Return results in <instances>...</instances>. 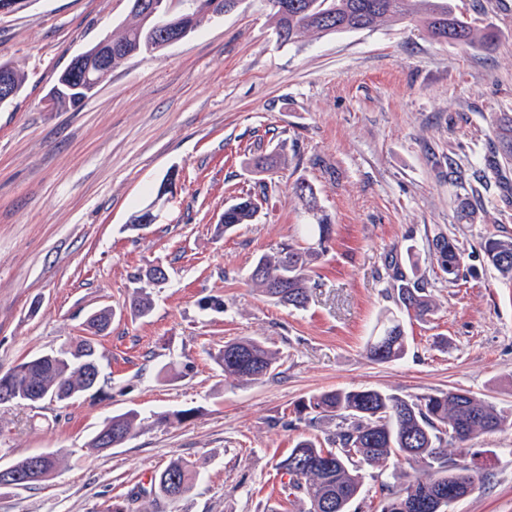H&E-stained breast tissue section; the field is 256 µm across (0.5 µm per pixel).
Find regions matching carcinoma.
Here are the masks:
<instances>
[{"mask_svg": "<svg viewBox=\"0 0 512 512\" xmlns=\"http://www.w3.org/2000/svg\"><path fill=\"white\" fill-rule=\"evenodd\" d=\"M274 21L277 41L293 43L307 33L331 34L370 29L380 22L420 18L428 34L445 43L479 45L490 49L495 35L482 30L456 11L454 0H263ZM112 66L136 55H153L167 48L168 37L142 25L140 15L112 35ZM17 91H22L25 74L8 61H0ZM60 93H50L56 109L75 108L89 99L92 84L84 69L70 65L58 77ZM493 132L496 151L485 160V169L497 174L501 164L512 163V114L497 113ZM295 196L309 211L317 209L314 187L300 181ZM257 212L250 197L224 209L218 229L230 231L249 224ZM307 247L284 243L278 251L260 257L250 270L248 284L276 303L301 309L309 300L310 265L326 250L332 227L327 218L304 225ZM430 256L450 280H457L463 267L457 241L439 232L428 242ZM494 269L512 281V238L489 236L482 245ZM396 293V311L379 320L367 349L371 359L390 362L402 359L408 349L403 316L424 320L434 314L436 303L431 292L408 277L395 264L389 273ZM153 307L150 293L139 289L128 302L130 312L145 317ZM115 316L102 308L84 322L88 335L75 345L56 353H46L22 361L0 373V403L30 404L44 400L65 401L92 390L99 380L101 361L95 337L105 333ZM224 379L240 385L261 381L280 366L279 353L263 342L240 337L224 343L215 355ZM309 423L325 428L324 442L300 438L287 456L275 464L282 489L301 493L308 502L306 512H350L359 496L364 469L381 467L390 458L408 465L422 464L423 474L407 470L395 475L392 483L381 484L384 504L381 512H448L450 505L480 488L488 473L474 462H448V443L464 445L473 438L503 430L506 417L487 400L469 392H440L404 396L373 388H337L309 397L297 406ZM144 419L128 410L106 419L89 442L91 450L103 452L121 446L142 427ZM61 452H38L0 466V489L34 487L58 469ZM199 476L198 467L188 461L173 460L152 477L142 494L181 512V502ZM426 501L418 509L405 505L410 491Z\"/></svg>", "mask_w": 512, "mask_h": 512, "instance_id": "1", "label": "carcinoma"}]
</instances>
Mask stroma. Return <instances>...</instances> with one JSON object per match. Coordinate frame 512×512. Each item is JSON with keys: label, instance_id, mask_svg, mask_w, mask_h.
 Returning a JSON list of instances; mask_svg holds the SVG:
<instances>
[{"label": "stroma", "instance_id": "stroma-1", "mask_svg": "<svg viewBox=\"0 0 512 512\" xmlns=\"http://www.w3.org/2000/svg\"><path fill=\"white\" fill-rule=\"evenodd\" d=\"M490 27L493 48L439 43L417 20L277 42L261 0L203 23L150 58L114 68L80 107L48 95L72 59L131 20L129 0H29L0 17V61L25 72L0 108V372L69 346L89 313L108 306L97 339L99 384L69 402L0 405V465L62 450L39 486L0 491V512H162L127 494L170 460L201 475L182 512H301L274 469L299 437L318 436L297 405L336 388L421 396L466 391L512 415V283L487 263L483 239L512 237V166L478 182L492 116L512 113V0H457ZM280 155L274 173L248 165ZM462 171L448 180V165ZM174 177L173 193L158 189ZM313 185L333 226L312 265L305 308L284 307L246 282L281 243L313 223L295 197ZM268 182L252 223L217 231L225 207ZM477 214L456 218L459 195ZM152 206L154 224L129 230ZM455 238L464 272L443 278L428 241ZM397 260L436 302L404 319L407 355L371 360L366 345L394 309L386 265ZM160 265L150 315L124 307ZM219 296L218 310L200 298ZM261 339L281 355L278 375L247 386L224 380L214 356L226 341ZM135 409L144 427L123 445L91 451L109 416ZM191 409L182 424L151 416ZM489 483L451 512H512V428L480 437Z\"/></svg>", "mask_w": 512, "mask_h": 512}]
</instances>
